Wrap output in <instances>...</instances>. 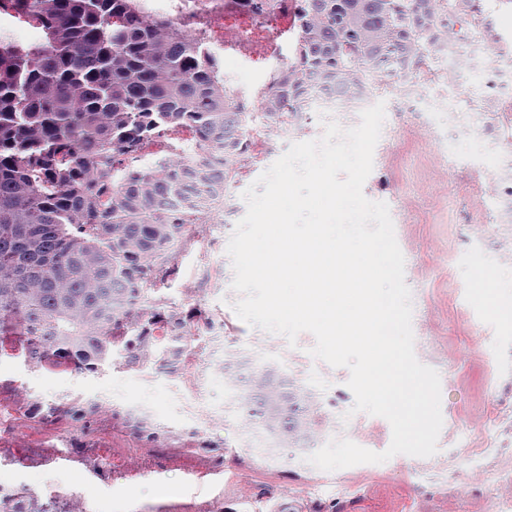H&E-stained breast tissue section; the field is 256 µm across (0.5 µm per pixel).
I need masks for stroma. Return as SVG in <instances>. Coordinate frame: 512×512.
Listing matches in <instances>:
<instances>
[{"instance_id":"35a3bbf8","label":"stroma","mask_w":512,"mask_h":512,"mask_svg":"<svg viewBox=\"0 0 512 512\" xmlns=\"http://www.w3.org/2000/svg\"><path fill=\"white\" fill-rule=\"evenodd\" d=\"M202 32L231 89L263 81L272 63L263 42L248 55L225 53L223 27L237 9L209 0ZM385 104L373 170L363 191L388 205L412 294L417 359L439 375L443 427L438 451L398 454L383 463L328 472L304 448L275 439L232 409L224 356L246 368L274 369L318 406V445L347 438L374 452L392 438L389 422L352 413L347 368L313 358L311 333L295 343L240 320L232 305L226 252L246 213L242 192L291 145L253 156L229 182L225 217H210L179 239L164 279L147 290L159 310L189 328L179 344L151 341L158 359L129 362L124 351L93 370L26 362L0 352V486L38 496L78 499L82 512H273L287 491L296 512H512V193L489 188L491 174L512 175V122L483 112L487 97L512 105V68L489 56L480 73L461 70L453 86L431 84L414 106L395 81L374 87ZM446 187L434 189L431 166ZM62 415L47 420V407ZM143 474L125 477L127 462ZM212 472L202 486L188 469Z\"/></svg>"}]
</instances>
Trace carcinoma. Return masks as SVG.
I'll return each mask as SVG.
<instances>
[{
    "label": "carcinoma",
    "mask_w": 512,
    "mask_h": 512,
    "mask_svg": "<svg viewBox=\"0 0 512 512\" xmlns=\"http://www.w3.org/2000/svg\"><path fill=\"white\" fill-rule=\"evenodd\" d=\"M268 14L274 0H235ZM291 61L260 95L276 121L317 90L346 96L383 69H417L429 48L483 18L475 0H294ZM0 12L39 26L29 47L0 37V334L22 337L26 357L92 369L124 341L132 362L146 339L178 338L185 323L144 304L172 249L194 223L180 209L195 189L208 207L247 158L252 97L229 90L219 59L196 32L145 0H0ZM190 135L147 169L136 166L169 135ZM224 146V169L211 165ZM247 416L288 432V446L318 437L316 407L273 369L264 383L240 368ZM0 512H74L49 496L0 488Z\"/></svg>",
    "instance_id": "cac0c4a2"
}]
</instances>
